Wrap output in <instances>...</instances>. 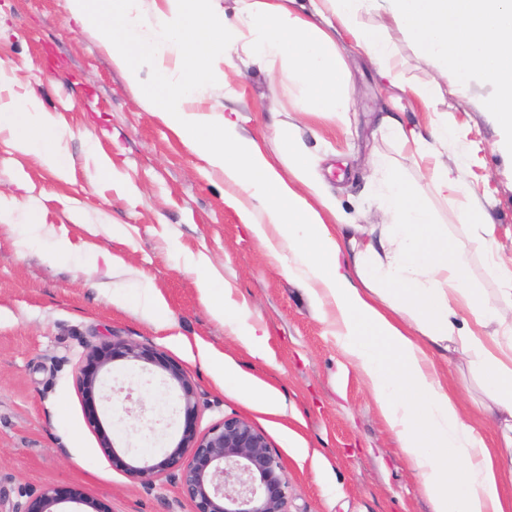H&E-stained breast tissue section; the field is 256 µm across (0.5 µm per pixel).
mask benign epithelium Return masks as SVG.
I'll list each match as a JSON object with an SVG mask.
<instances>
[{
	"instance_id": "benign-epithelium-1",
	"label": "benign epithelium",
	"mask_w": 512,
	"mask_h": 512,
	"mask_svg": "<svg viewBox=\"0 0 512 512\" xmlns=\"http://www.w3.org/2000/svg\"><path fill=\"white\" fill-rule=\"evenodd\" d=\"M116 360L159 367L179 391L184 426L180 439L164 457L131 463L118 455L108 436H101L100 447L113 464L140 481L174 474L181 495L193 506L192 512H291V486L280 456L266 435L235 416L225 417L204 433L198 432L196 385L179 363L156 349L114 340L87 352L78 382L91 427L100 428L95 413L99 373ZM67 500L82 505L81 512H106L100 501L65 493L56 485H46L27 495L25 501L8 505L7 512H59L57 506Z\"/></svg>"
}]
</instances>
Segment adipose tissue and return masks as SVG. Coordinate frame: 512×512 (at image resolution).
Wrapping results in <instances>:
<instances>
[{"instance_id": "obj_1", "label": "adipose tissue", "mask_w": 512, "mask_h": 512, "mask_svg": "<svg viewBox=\"0 0 512 512\" xmlns=\"http://www.w3.org/2000/svg\"><path fill=\"white\" fill-rule=\"evenodd\" d=\"M406 38L432 57L441 73L463 85L491 86L502 151L512 152V0H387ZM227 23L217 0H66L71 17L100 32L101 46L140 102L150 107L200 159L220 171L232 192L226 202L268 249L285 243L317 298L336 312V337L373 392L419 488L434 512H512V258L497 259L499 288L479 294L468 285L465 254L439 230L434 215L398 177L384 185V235L354 248V275L340 270L341 245L323 218L332 200L310 172L303 142L279 129L291 159L281 174L255 139L217 107L201 106L210 88L226 86L239 41L266 68H281L305 109L339 114L351 71L336 43L344 31L395 79L382 30L357 18L364 0H237ZM11 67L0 60V135L57 178L70 175L62 155L65 129L34 94L17 95ZM263 221H255L253 210ZM277 236H270V229ZM199 287L213 315L240 324L245 346L260 344L253 327L209 278ZM471 360L491 396L480 413L498 422L494 445L469 423L457 392L436 370L429 351Z\"/></svg>"}]
</instances>
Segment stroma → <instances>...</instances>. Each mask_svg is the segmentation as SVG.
Instances as JSON below:
<instances>
[{"label":"stroma","instance_id":"stroma-1","mask_svg":"<svg viewBox=\"0 0 512 512\" xmlns=\"http://www.w3.org/2000/svg\"><path fill=\"white\" fill-rule=\"evenodd\" d=\"M358 21L385 26L398 84L341 35L352 73L346 112L303 111L287 75L259 70L243 49L231 93L216 90L211 102L233 113L241 133L280 169L288 156L278 128L300 137L340 223L379 229L383 182L387 173L399 176L466 253L470 286L494 293L488 252L512 255V154L499 149L485 109L492 89L441 77L399 32L385 0H365ZM0 59L13 66L16 91L34 92L66 129L63 156L72 168L59 180L0 137V193L32 207L43 226L33 242L22 228L0 225V498L14 503L54 484L99 499L107 512H191L174 476L131 479L99 445L107 434L124 458L159 456L174 445L182 421L157 368L111 363L97 402L103 429L87 423L79 371L90 349L117 337L183 366L197 387L198 431L229 415L261 430L292 486V512H432L364 377L342 353L334 305L314 299L301 276L283 273L288 249L271 252L253 237L224 202L223 174L136 100L98 35L69 17L65 0H0ZM418 88L431 91L430 105L415 96ZM386 116L422 135L431 122L448 123L456 147L441 158L456 164L465 193H439L425 174L429 157L391 136ZM99 154L111 160L113 181L97 180ZM474 199L495 224L491 239L459 219ZM59 239L69 242L70 256L46 262L44 251ZM203 274L264 332L258 348L243 346L237 325L213 316L199 290ZM144 281L163 298L165 327L135 305ZM430 356L462 385L466 408L486 402L464 364L437 350ZM228 370L264 387L277 411L225 385Z\"/></svg>","mask_w":512,"mask_h":512}]
</instances>
